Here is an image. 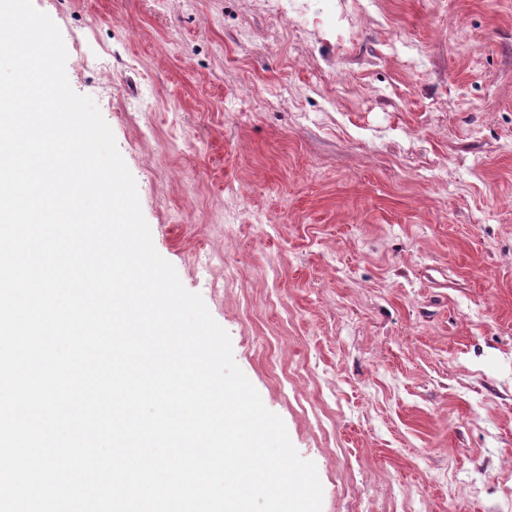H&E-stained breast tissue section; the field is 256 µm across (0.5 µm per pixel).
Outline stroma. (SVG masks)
<instances>
[{"label": "stroma", "instance_id": "stroma-1", "mask_svg": "<svg viewBox=\"0 0 512 512\" xmlns=\"http://www.w3.org/2000/svg\"><path fill=\"white\" fill-rule=\"evenodd\" d=\"M299 2L33 0L322 512H512V0Z\"/></svg>", "mask_w": 512, "mask_h": 512}]
</instances>
